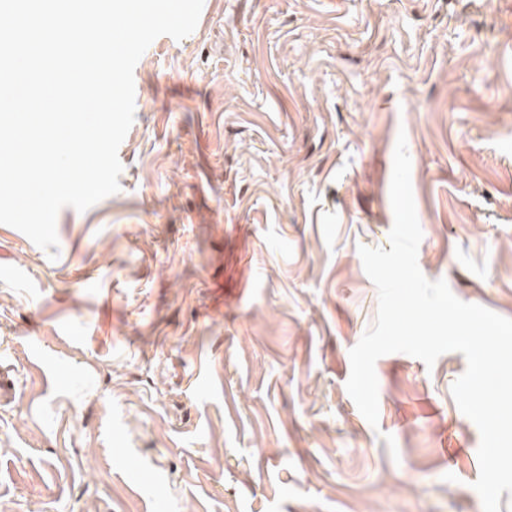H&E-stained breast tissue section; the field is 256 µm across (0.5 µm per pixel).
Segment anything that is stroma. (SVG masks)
<instances>
[{
  "label": "stroma",
  "instance_id": "stroma-1",
  "mask_svg": "<svg viewBox=\"0 0 512 512\" xmlns=\"http://www.w3.org/2000/svg\"><path fill=\"white\" fill-rule=\"evenodd\" d=\"M134 82L57 260L0 224V512H483L463 354L345 383L399 133L421 271L512 318V0H204Z\"/></svg>",
  "mask_w": 512,
  "mask_h": 512
}]
</instances>
